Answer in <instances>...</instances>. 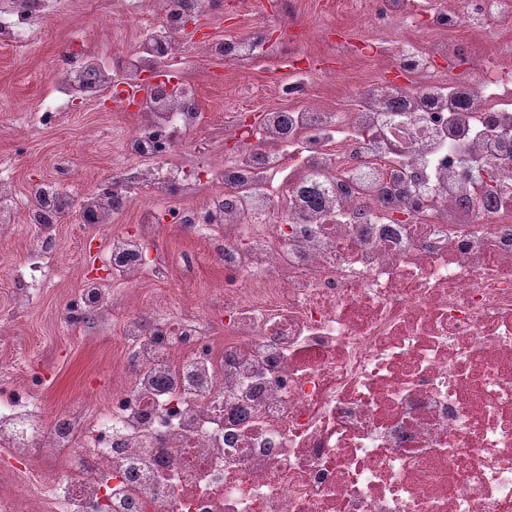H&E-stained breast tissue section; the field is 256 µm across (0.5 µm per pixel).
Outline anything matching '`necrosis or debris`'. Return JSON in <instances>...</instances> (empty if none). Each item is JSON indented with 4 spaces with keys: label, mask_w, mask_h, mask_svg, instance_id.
<instances>
[{
    "label": "necrosis or debris",
    "mask_w": 512,
    "mask_h": 512,
    "mask_svg": "<svg viewBox=\"0 0 512 512\" xmlns=\"http://www.w3.org/2000/svg\"><path fill=\"white\" fill-rule=\"evenodd\" d=\"M377 28L465 30L512 21V0H358ZM52 0H0V43L38 36ZM211 0H126L142 36L119 62L62 50L38 113L98 102L184 54L182 17ZM210 57L248 69L276 54L255 38H211ZM453 39L398 46L404 81L368 84L336 111L324 75L296 54L279 86L291 109L233 126L223 165L179 161L203 122L195 81L140 98L123 138L132 158L93 191L88 221L109 224L131 188L135 231L100 247L115 278L167 280L163 224L203 244L224 285L180 310L127 308L88 281L67 307L83 326L122 311V383L106 404L46 416L38 393H0V512H512V36L472 76L436 69ZM70 191L28 189L18 209L0 172V229L25 219L34 250L12 271L26 303L57 269ZM185 272L194 260L179 259Z\"/></svg>",
    "instance_id": "obj_1"
}]
</instances>
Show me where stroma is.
Here are the masks:
<instances>
[{"instance_id": "35a3bbf8", "label": "stroma", "mask_w": 512, "mask_h": 512, "mask_svg": "<svg viewBox=\"0 0 512 512\" xmlns=\"http://www.w3.org/2000/svg\"><path fill=\"white\" fill-rule=\"evenodd\" d=\"M105 0H81L78 9H63L36 18L38 38L18 49L0 44V163L12 169L19 191L32 182L54 178L61 160L71 166L74 198L89 193L101 178L130 166L121 146L123 134L136 120L132 112H106L82 105L60 124L45 122L31 127L28 109L44 96L46 81L59 50L73 44L90 55L114 59L129 47L136 32L120 10H113L111 23H103ZM206 30L218 37L246 38L266 29L282 32L278 57L258 61L248 71L205 55H187L182 76L199 85L203 126L189 134L179 150L181 156L198 161L221 162L225 131L240 118L255 117L283 106L278 86L296 50L317 57L334 75L322 86V96L331 109L344 107L362 86L392 77L393 61L376 64L358 55H336V34L349 42L381 36L391 40L393 30L376 32L362 17L344 6V0H223L221 9L205 21ZM136 207L119 214L114 223L91 230L77 212H70L58 230L61 273L41 288L27 308L10 313L12 283L10 265L31 246L32 233L25 222L15 224L13 248L0 251V327L9 340L0 342V378L24 391L32 373H39L40 392L47 412L71 404L96 410L102 396L112 392V373L117 370L116 317L105 322L72 327L63 319L65 306L76 298L82 284L95 277L99 266L94 253L99 241L122 231L136 221ZM160 248L174 254L199 253L192 276L174 269L167 283L145 281L137 291L146 300L168 294L179 303L183 288H216L224 281L221 266L201 256L200 243L187 236L163 235Z\"/></svg>"}]
</instances>
